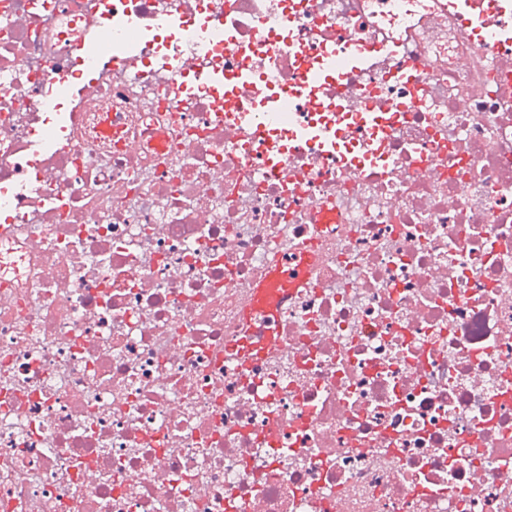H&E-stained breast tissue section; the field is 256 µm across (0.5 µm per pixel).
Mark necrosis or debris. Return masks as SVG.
<instances>
[{"instance_id":"4bbe7bcc","label":"necrosis or debris","mask_w":512,"mask_h":512,"mask_svg":"<svg viewBox=\"0 0 512 512\" xmlns=\"http://www.w3.org/2000/svg\"><path fill=\"white\" fill-rule=\"evenodd\" d=\"M97 2L0 0V512H512V0ZM111 28L112 20L109 19V15H103L96 27L83 31L81 39L72 44L74 51L84 52L101 43L106 32Z\"/></svg>"}]
</instances>
